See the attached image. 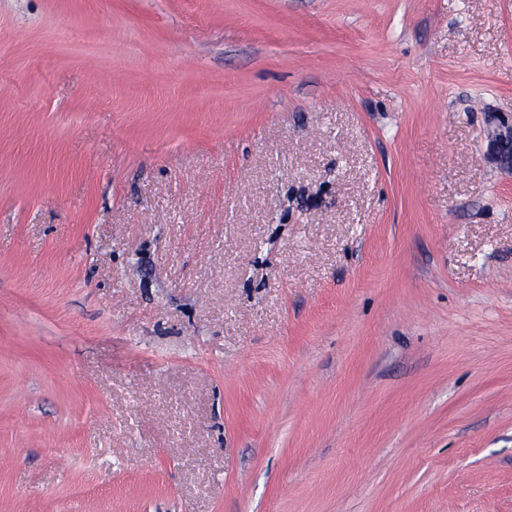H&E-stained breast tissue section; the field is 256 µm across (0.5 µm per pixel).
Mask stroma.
<instances>
[{"instance_id": "stroma-1", "label": "stroma", "mask_w": 512, "mask_h": 512, "mask_svg": "<svg viewBox=\"0 0 512 512\" xmlns=\"http://www.w3.org/2000/svg\"><path fill=\"white\" fill-rule=\"evenodd\" d=\"M512 0H0V512H512ZM495 124L488 131L485 157L495 163L500 169L512 173V122L509 119L497 117Z\"/></svg>"}]
</instances>
